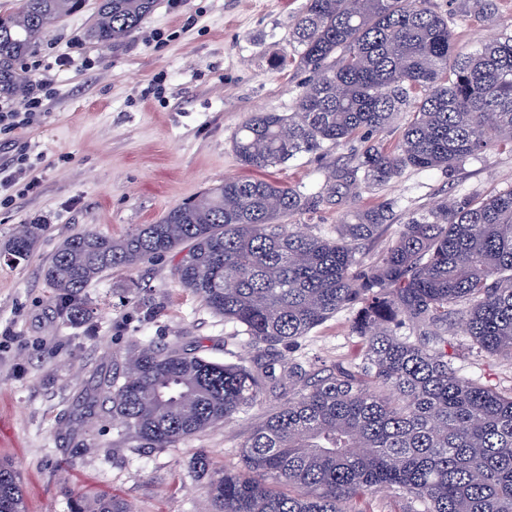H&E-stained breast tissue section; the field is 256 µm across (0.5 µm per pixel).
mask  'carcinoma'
I'll use <instances>...</instances> for the list:
<instances>
[{
	"label": "carcinoma",
	"mask_w": 512,
	"mask_h": 512,
	"mask_svg": "<svg viewBox=\"0 0 512 512\" xmlns=\"http://www.w3.org/2000/svg\"><path fill=\"white\" fill-rule=\"evenodd\" d=\"M84 0H22L0 12V88L55 20ZM155 0H101L89 36L114 44ZM298 67L311 73L295 111L256 112L233 149L244 167L326 155L408 113L395 148L371 143L337 170L328 196L263 179H233L115 240L92 230L67 238L44 269L65 319L89 318L85 289L116 268L178 253L183 287L241 328L263 353L222 363L199 352L144 345L103 378L104 410L139 448H173L227 423L277 390L288 397L250 427L242 467L213 474L205 455L206 512H348L388 489L412 512H512V388L458 374L448 329L470 348L512 359V189L441 203L402 225L365 265L386 210L361 209L336 236L283 220L331 202L339 189L385 183L407 168L448 172L492 146L512 150V35L461 56L448 18L426 0H306L293 30ZM44 225L23 224L0 245L28 260ZM353 309L360 361L305 383L298 340ZM406 327L409 335L397 330ZM96 400L73 436L89 433ZM70 512H133L121 498L71 495ZM0 512H24L19 476L0 460Z\"/></svg>",
	"instance_id": "cac0c4a2"
}]
</instances>
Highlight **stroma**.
<instances>
[{
    "instance_id": "1",
    "label": "stroma",
    "mask_w": 512,
    "mask_h": 512,
    "mask_svg": "<svg viewBox=\"0 0 512 512\" xmlns=\"http://www.w3.org/2000/svg\"><path fill=\"white\" fill-rule=\"evenodd\" d=\"M304 2L157 0L132 34L103 47L87 35L99 0H85L33 48V56L47 62L62 53L72 60L56 72L38 122L0 131V143L26 148L33 163L28 192L0 194V241L22 224L45 227L25 264L0 261V458L22 477L25 512H69L71 492L114 495L135 512H203V484L190 469L192 459L202 453L214 470L240 468L242 427L279 406V399L265 397L172 448L131 447L103 416L91 447H76L64 418L137 346L199 345L218 361L250 358L255 350L234 323L181 286L178 254L105 274L86 289L93 316L78 325L61 318L42 269L72 234L90 228L118 239L224 180L251 176L236 157L233 138L252 113L294 110L309 78L294 61L292 40ZM428 6L447 16L464 53L512 32V0H493L492 12L484 14L472 0H429ZM157 31L163 41H153ZM362 145L357 138L263 176L323 195L333 169ZM511 188L512 152L491 150L450 174L409 168L390 182L359 185L356 198L320 204L292 221L332 237L352 211L386 207L387 223L360 248L369 263L409 217L447 199ZM351 318V311H341L299 341L294 355L308 374L320 377L360 357V343L349 334ZM448 358L462 376L512 386V360L471 352L467 337L449 335Z\"/></svg>"
}]
</instances>
